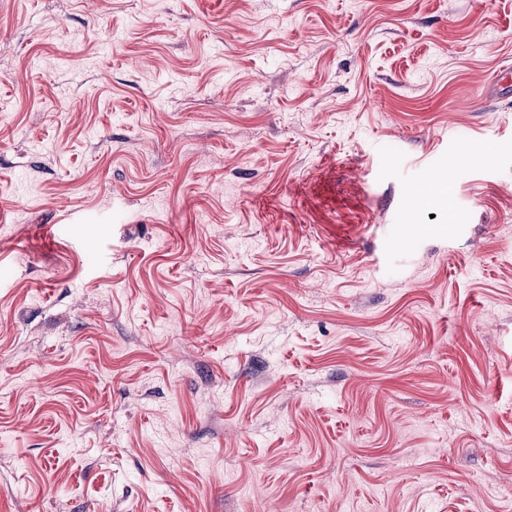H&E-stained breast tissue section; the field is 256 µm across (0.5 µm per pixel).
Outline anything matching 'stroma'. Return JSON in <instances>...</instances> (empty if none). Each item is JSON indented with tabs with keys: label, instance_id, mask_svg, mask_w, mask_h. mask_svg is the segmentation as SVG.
Here are the masks:
<instances>
[{
	"label": "stroma",
	"instance_id": "1",
	"mask_svg": "<svg viewBox=\"0 0 512 512\" xmlns=\"http://www.w3.org/2000/svg\"><path fill=\"white\" fill-rule=\"evenodd\" d=\"M512 0H0V512H512Z\"/></svg>",
	"mask_w": 512,
	"mask_h": 512
}]
</instances>
